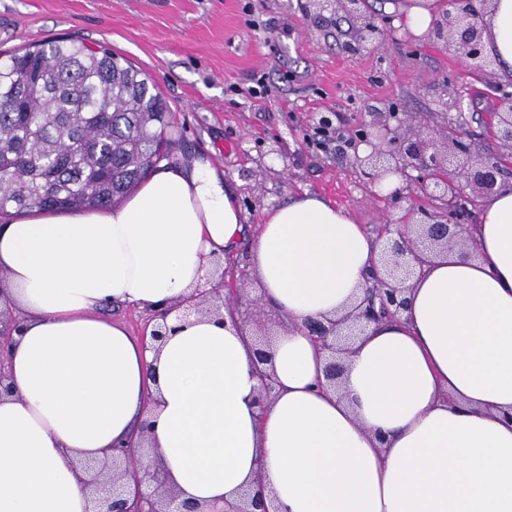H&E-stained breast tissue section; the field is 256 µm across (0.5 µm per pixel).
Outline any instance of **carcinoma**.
<instances>
[{"instance_id": "1", "label": "carcinoma", "mask_w": 512, "mask_h": 512, "mask_svg": "<svg viewBox=\"0 0 512 512\" xmlns=\"http://www.w3.org/2000/svg\"><path fill=\"white\" fill-rule=\"evenodd\" d=\"M170 112L140 69L53 39L0 66V217L108 208L163 160Z\"/></svg>"}]
</instances>
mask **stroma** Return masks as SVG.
<instances>
[{"label":"stroma","instance_id":"35a3bbf8","mask_svg":"<svg viewBox=\"0 0 512 512\" xmlns=\"http://www.w3.org/2000/svg\"><path fill=\"white\" fill-rule=\"evenodd\" d=\"M349 32L346 20H319L302 0H0V58L57 37L121 55L154 81L173 114L169 156L207 155L251 225L306 191L365 227L382 223L384 202L335 148L319 146L323 112L354 123L367 106L392 100L431 127L464 120L476 149L495 150L483 123L492 84L398 30L378 50L347 56L338 46ZM442 78L461 107L427 96Z\"/></svg>","mask_w":512,"mask_h":512}]
</instances>
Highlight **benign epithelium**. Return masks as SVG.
I'll return each mask as SVG.
<instances>
[{"label":"benign epithelium","instance_id":"7a95c632","mask_svg":"<svg viewBox=\"0 0 512 512\" xmlns=\"http://www.w3.org/2000/svg\"><path fill=\"white\" fill-rule=\"evenodd\" d=\"M448 9L436 18L419 41L440 45L452 51L464 68L488 78L493 76V61L487 54L484 35L491 0H446ZM318 18L339 11L345 13L354 29L353 38L342 45L346 55L378 49L384 35L394 30L395 16L369 15L364 0H309ZM493 112V138L512 147V90L498 86ZM316 129L323 137L336 134L337 151L374 189L390 210H400L396 219L386 215L385 223L374 225L373 232L384 242L378 258L364 272L361 297L338 318L311 319L304 326L313 340L327 353L324 376L336 383L343 375L344 360L352 345L367 328L394 319L408 305L409 282L431 260L457 251L467 258L472 254L466 236L469 208L458 200L486 199L503 188L512 187L505 177L497 154L472 151L460 127L446 125L436 131L416 126L399 111L396 103L371 105L345 134V120L338 112L320 114ZM241 279L222 271L219 280L207 288H197L186 305L173 304L151 309L156 327L150 338L161 342L166 336V319L183 307L197 314L222 310L246 327L239 316L245 289ZM262 329L255 330L253 357L261 380L259 402L271 397L275 386L268 341ZM10 335L0 333V397L11 394L4 364V348ZM151 424L141 425V441L114 446L103 459L80 461L75 472L90 491V512H270L262 491L246 490L235 502L217 510L198 503L179 502L166 478V470L142 457L151 452L148 445Z\"/></svg>","mask_w":512,"mask_h":512}]
</instances>
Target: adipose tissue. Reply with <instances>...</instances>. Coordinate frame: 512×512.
Here are the masks:
<instances>
[{"instance_id": "ef3b65f1", "label": "adipose tissue", "mask_w": 512, "mask_h": 512, "mask_svg": "<svg viewBox=\"0 0 512 512\" xmlns=\"http://www.w3.org/2000/svg\"><path fill=\"white\" fill-rule=\"evenodd\" d=\"M487 50L512 76V0H493ZM245 217L204 156L158 164L115 207L0 225V304L17 309L0 398V512H86L78 458L153 423L181 499L223 506L262 486L272 512H512V189L483 200L472 258L414 281L398 321L370 328L339 390L304 328L358 294L380 242L313 193L268 209L250 245L258 296L285 318L261 382L228 314L170 316L162 344L105 306H169L206 283Z\"/></svg>"}]
</instances>
